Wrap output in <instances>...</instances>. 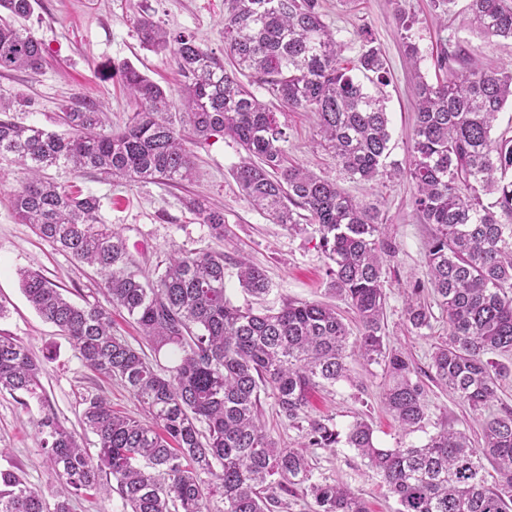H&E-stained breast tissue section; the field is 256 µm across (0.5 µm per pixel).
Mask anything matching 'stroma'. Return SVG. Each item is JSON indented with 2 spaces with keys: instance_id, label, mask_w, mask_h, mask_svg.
I'll return each instance as SVG.
<instances>
[{
  "instance_id": "1",
  "label": "stroma",
  "mask_w": 512,
  "mask_h": 512,
  "mask_svg": "<svg viewBox=\"0 0 512 512\" xmlns=\"http://www.w3.org/2000/svg\"><path fill=\"white\" fill-rule=\"evenodd\" d=\"M468 0H456L450 12L435 8L432 0H401L414 24L412 34L420 49L421 63L413 65L404 55L397 36V21L390 0H325L324 21L346 49L344 58L357 57L360 29H368L380 47L388 69L389 85L383 87L390 119L391 155L398 163L407 159V143L414 122L413 86L416 74L433 75V58L448 43L469 53L482 67L512 64V42L486 38L474 29L466 9ZM149 14L161 27L195 36L203 47L223 54L224 0H36L24 25L41 42L45 63L39 73L13 70L0 74V95L9 98L19 121L58 130L64 108L90 103L103 112L107 125L126 122L136 104L119 82L117 70L125 64L157 82L166 91L177 90L181 77L174 57L147 50L134 26L135 17ZM286 124L288 141L284 148L290 163L335 180L353 197L377 203L386 231L398 251L386 262L388 294L386 341L405 349L420 369H427L430 354L445 325L420 336L403 325L407 291L423 284L422 300L432 301L424 269L430 225L421 223L412 204L413 185L398 177L368 186L345 176L334 159L315 143V117L297 111L280 115ZM190 149L200 178L177 186L160 183L103 182L88 175H68L73 191L92 194L100 200L103 223L121 231L140 269L153 274L158 262L169 253L182 251H223L238 255L262 267L271 282L270 292L254 298L240 287L234 267L225 269V286L233 302L257 309H278L284 302L320 301L334 305L342 315L350 310L343 298L330 292L325 263L318 251L314 230L298 233L272 223L252 209L240 195L232 178L242 151L230 138L194 140ZM22 178L21 171L0 163V304L8 314L0 319V335L9 336L46 358L40 377L43 402L21 405L19 395L0 393V468L18 466L28 481L46 494L62 493L41 450L36 422L44 413L58 420L83 441L93 442L83 430L84 400L102 396L113 408L136 420L145 414L134 395L119 382L98 376L81 361L69 341L44 322L23 295L18 272L40 271L48 279L78 292L92 304L106 305L101 276L91 267L55 250L37 237L30 225L19 223L10 194ZM201 194L224 208L230 229L227 239L212 238L182 203L183 198ZM502 379L500 400L492 408L474 412L455 397L430 387L428 418L423 430L406 434L386 413L382 404L385 374L378 365L351 362L350 379L329 390L312 394L310 411L331 418L343 431L355 420L366 419L374 429L380 447L416 444L441 428L467 431L473 441L481 439V425L503 408L512 409V360ZM317 477L347 486L361 495L371 512H395L396 502L381 479L350 449L315 450L312 455Z\"/></svg>"
}]
</instances>
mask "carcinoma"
Wrapping results in <instances>:
<instances>
[{
	"label": "carcinoma",
	"instance_id": "cac0c4a2",
	"mask_svg": "<svg viewBox=\"0 0 512 512\" xmlns=\"http://www.w3.org/2000/svg\"><path fill=\"white\" fill-rule=\"evenodd\" d=\"M474 27L512 41V0H468ZM398 33L405 56L419 64L413 20L399 0ZM33 0H0V72L37 74L42 43L20 24ZM224 58L189 34H172L147 15L135 20L144 47L170 52L182 84L164 90L132 66L119 78L138 106L124 126L102 130L90 106L68 108L61 133L26 125L0 97V160L24 177L11 193L17 220L56 250L95 267L111 306L132 317L157 354L112 332L111 312L78 305L42 273L23 270L20 286L37 314L66 337L93 372L120 380L152 425L118 415L101 397L84 401L82 423L96 453L52 413L37 421L41 447L67 495L49 501L17 467L0 469V512H72V498L116 490L126 512H209L220 495L224 512H275L282 497L304 512H369L347 487L315 478L311 454L339 444L355 450L398 504L396 512H512V410L489 419L481 446L467 433L442 429L420 445L380 448L358 419L340 435L327 418L308 414V395L351 379L349 358L383 367L384 402L406 433L428 416L427 390L409 354L387 346L384 258L397 246L384 233L380 209L326 177L288 163L285 126L242 82L267 89L283 109L316 115L320 145L350 179L375 184L402 175L413 183V206L432 226L425 268L448 333L434 346L430 378L467 403L490 408L512 354V137H494L498 114L512 102V70L472 67L442 49L435 80L417 74L415 123L402 168L389 158L384 98L364 81L386 85V60L368 30L361 51L344 65L345 44L323 20L321 0H224ZM227 136L244 151L232 176L243 198L274 224H313L329 290L352 307L351 336L336 307L285 303L279 310L234 304L224 288L222 252H173L156 277L141 273L120 232L101 222L100 201L74 194L43 175L64 173L138 182L176 183L197 176L190 140ZM494 202L486 206L483 197ZM185 206L215 238L228 234L224 209L197 196ZM241 287L259 298L270 283L257 266L238 263ZM411 289L406 330H433L435 315ZM44 361L0 336V390L42 400ZM277 414L302 425L304 442L280 448L262 423L260 395Z\"/></svg>",
	"mask_w": 512,
	"mask_h": 512
}]
</instances>
